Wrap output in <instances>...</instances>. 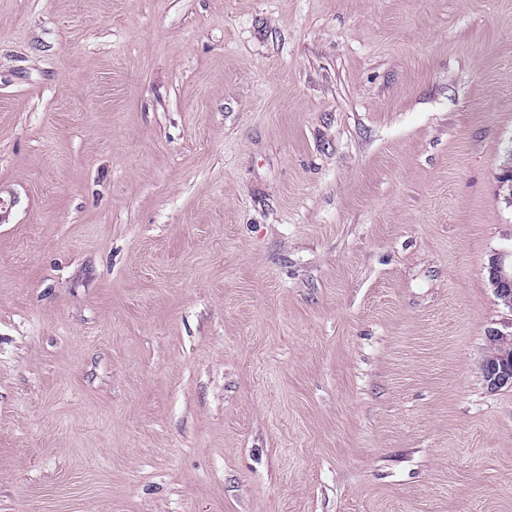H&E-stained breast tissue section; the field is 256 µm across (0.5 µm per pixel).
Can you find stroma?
Instances as JSON below:
<instances>
[{
    "mask_svg": "<svg viewBox=\"0 0 512 512\" xmlns=\"http://www.w3.org/2000/svg\"><path fill=\"white\" fill-rule=\"evenodd\" d=\"M510 148L512 0H0V512H512ZM510 265H506L505 255L496 254L487 267L489 281L501 304L512 311V249ZM493 344H501L502 349L496 353L486 351L481 362V370L491 388L512 387V355L506 345L512 341V331L495 330L489 334Z\"/></svg>",
    "mask_w": 512,
    "mask_h": 512,
    "instance_id": "obj_1",
    "label": "stroma"
}]
</instances>
